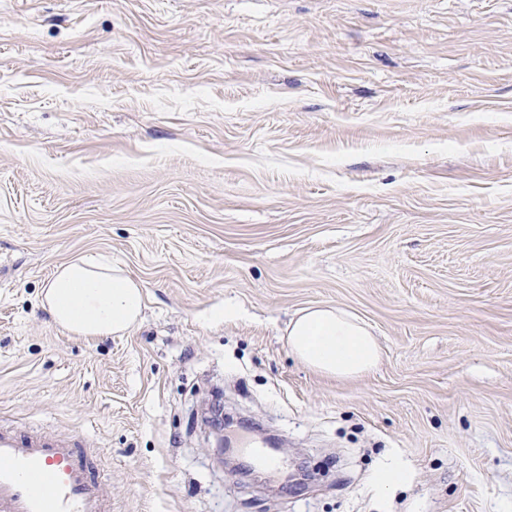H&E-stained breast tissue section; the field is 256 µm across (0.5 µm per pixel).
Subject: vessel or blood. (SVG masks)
Listing matches in <instances>:
<instances>
[{
	"mask_svg": "<svg viewBox=\"0 0 512 512\" xmlns=\"http://www.w3.org/2000/svg\"><path fill=\"white\" fill-rule=\"evenodd\" d=\"M0 512H112L89 442L0 421Z\"/></svg>",
	"mask_w": 512,
	"mask_h": 512,
	"instance_id": "vessel-or-blood-1",
	"label": "vessel or blood"
}]
</instances>
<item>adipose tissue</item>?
<instances>
[{"label":"adipose tissue","instance_id":"adipose-tissue-1","mask_svg":"<svg viewBox=\"0 0 512 512\" xmlns=\"http://www.w3.org/2000/svg\"><path fill=\"white\" fill-rule=\"evenodd\" d=\"M42 304L53 320L81 336H121L139 322L143 290L112 264L83 256L58 266ZM288 345L308 366L339 377L371 372L381 350L369 327L333 307H310L288 323Z\"/></svg>","mask_w":512,"mask_h":512}]
</instances>
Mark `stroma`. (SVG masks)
I'll return each instance as SVG.
<instances>
[{
	"label": "stroma",
	"instance_id": "obj_1",
	"mask_svg": "<svg viewBox=\"0 0 512 512\" xmlns=\"http://www.w3.org/2000/svg\"><path fill=\"white\" fill-rule=\"evenodd\" d=\"M83 255L129 333L43 308ZM315 305L373 372L291 352ZM0 418L85 436L112 512H512V0H0ZM142 285L112 264L83 256L58 266L42 304L53 320L81 336H122L139 322ZM288 345L308 366L338 377L371 372L381 350L369 327L333 307H310L288 322Z\"/></svg>",
	"mask_w": 512,
	"mask_h": 512
}]
</instances>
